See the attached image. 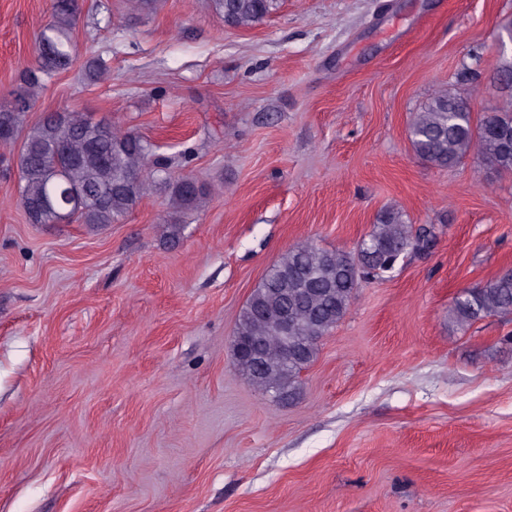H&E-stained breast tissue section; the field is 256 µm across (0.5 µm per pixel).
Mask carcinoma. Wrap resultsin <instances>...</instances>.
I'll list each match as a JSON object with an SVG mask.
<instances>
[{"instance_id": "1", "label": "carcinoma", "mask_w": 512, "mask_h": 512, "mask_svg": "<svg viewBox=\"0 0 512 512\" xmlns=\"http://www.w3.org/2000/svg\"><path fill=\"white\" fill-rule=\"evenodd\" d=\"M215 11L232 28H252L277 9L278 0H213ZM79 0H52L50 20L37 37V62L23 72L25 86L0 105V145L21 143L18 168L20 204L31 224L93 227L126 217L151 187L170 190V202L184 213L202 206L206 189L192 178H175L140 135L93 121L85 113L51 112L28 131L24 116L33 90L44 78L67 69L75 59L73 30ZM410 139L416 156L440 169L457 166L472 148L502 172H512V105L474 120L464 96L440 92L415 113ZM436 239L432 228L413 229L404 214L389 209L365 236L357 256L298 246L281 257L254 289L235 335L265 342L262 363L236 359L257 389L293 394L299 373L316 357L319 345L343 319L361 284L358 273L392 272L413 250ZM288 312V345L278 339V322ZM512 315V277H496L456 297L451 318L464 328L488 316Z\"/></svg>"}]
</instances>
